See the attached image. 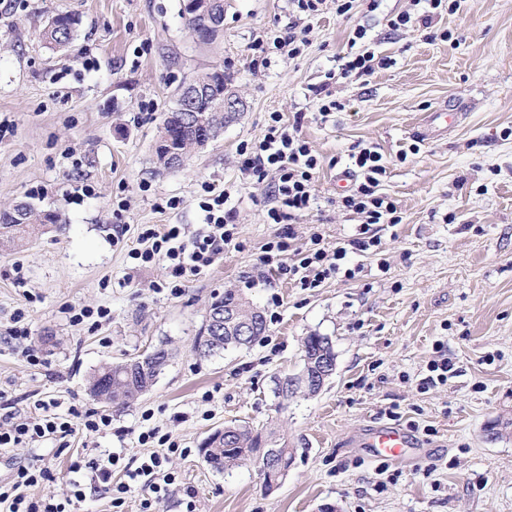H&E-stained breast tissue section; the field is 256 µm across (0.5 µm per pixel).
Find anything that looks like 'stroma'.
I'll use <instances>...</instances> for the list:
<instances>
[{
	"label": "stroma",
	"instance_id": "35a3bbf8",
	"mask_svg": "<svg viewBox=\"0 0 512 512\" xmlns=\"http://www.w3.org/2000/svg\"><path fill=\"white\" fill-rule=\"evenodd\" d=\"M426 9L425 0H378L370 12L357 0L346 18L334 0L310 16L292 0H224V37L202 48L179 0H0V207L25 201L64 220L23 249H0V415L27 414L38 400L104 410L90 376L156 346L172 353L148 392L110 411L112 426L94 443L78 435L66 448L0 453V482L36 462L53 480L31 495L65 497L70 458L85 450L119 453L112 481L126 482V466L150 453L138 434L155 427L180 446L163 463L176 480L158 512H512V427L501 426L512 420V0H460L437 22L452 32L448 42L428 39ZM404 11L411 23L392 29ZM59 13L76 21L63 50L40 37ZM296 22L302 53L275 51L254 65L249 44ZM358 24L390 64L366 81L337 78ZM214 66L225 69L234 119L183 167L159 166L155 141L175 88ZM324 86L344 105L325 120ZM441 107L460 112L458 123L420 137ZM273 112L300 120L321 157L296 246L316 231L331 246L356 237L359 224L336 204V178L356 144L376 145L387 160L381 190L403 221L381 230L379 254H349L354 279L304 289L260 263L276 228L237 148L263 138ZM206 185L228 193L238 234L174 294L164 263L141 267L130 252L151 226L193 235ZM171 196L183 206L156 209ZM229 288L260 308L266 332L250 347L199 356L208 307ZM85 307L110 317L71 323ZM19 310L43 365H30L9 337ZM312 334L332 343V378L316 394L277 398V378L300 371ZM440 347L454 375L420 389ZM388 422L413 433L417 455L384 461L359 446L367 426ZM230 423L287 439L294 458L277 488L263 487L256 464L219 472L205 462L206 438Z\"/></svg>",
	"mask_w": 512,
	"mask_h": 512
}]
</instances>
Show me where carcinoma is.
<instances>
[{
  "label": "carcinoma",
  "mask_w": 512,
  "mask_h": 512,
  "mask_svg": "<svg viewBox=\"0 0 512 512\" xmlns=\"http://www.w3.org/2000/svg\"><path fill=\"white\" fill-rule=\"evenodd\" d=\"M179 16L184 21L188 32L196 38V43L210 47L224 37V0H197L191 6L187 0H179ZM75 20L70 16L55 17V24H47L42 37L45 42L55 48L63 49L74 39ZM196 85L202 90H209L212 86H224L219 80V71L210 69L195 76ZM201 120L205 125L208 139H217L224 131V113L212 111L210 96L204 95L197 99L194 106H186L181 93H175L174 106L164 114L159 127L158 142L155 149L156 160L165 169L174 167L173 152L178 151L184 155L195 149L194 122ZM58 226L62 218L57 212H42L33 208L10 207L0 208V244H7L19 249L28 244L33 238L43 233L46 224ZM216 301L223 305L240 307L243 317L254 322L256 331L252 340L258 341L265 331L263 313L252 306L243 294L227 289L216 297ZM239 339L225 331L219 334L209 333L196 337L194 349L199 355L207 357L223 351L229 347H236ZM335 357L333 349H324L321 336L311 335L303 341V366L307 369L318 364L322 353ZM153 375L134 373L124 362L115 363L95 373L89 381V390L92 395L104 393L112 405L121 408L139 398V395L148 391L153 385ZM109 382L112 387L103 386ZM258 448H279L286 463L293 460V450L288 443L276 438L274 432L267 436L253 431L246 425L229 426L228 433H217L210 437L205 447L206 462L217 470H231L241 466L252 458V453Z\"/></svg>",
  "instance_id": "carcinoma-1"
}]
</instances>
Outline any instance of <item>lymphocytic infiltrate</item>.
I'll return each mask as SVG.
<instances>
[{
    "label": "lymphocytic infiltrate",
    "instance_id": "obj_1",
    "mask_svg": "<svg viewBox=\"0 0 512 512\" xmlns=\"http://www.w3.org/2000/svg\"><path fill=\"white\" fill-rule=\"evenodd\" d=\"M366 36L363 26H356L348 39L350 50L339 69L342 79L372 76L388 61L371 51H358V41ZM241 171L265 185L267 201L266 221L276 225L274 241L268 243L261 262L277 278L289 280L303 288H318L326 280L341 275L351 279L354 269L345 265L348 254L377 250L381 244L375 227L379 224H399L403 218L394 200L380 190L386 175L385 160L377 147H361L351 152V184L339 194L338 205L358 215L361 228L358 237L336 247L326 246L321 235H313L309 245L292 249L296 221L309 211L316 201L314 182L321 167L320 155L301 133L300 122L284 123L280 113L269 115L267 132L260 140L242 142L238 147ZM225 194L211 195L200 202L204 227L191 241H183L181 227L168 225L165 230L146 229L140 236V245L130 256L148 266L165 262L170 277L185 280L199 274L223 253L234 240L237 224L233 209L227 206ZM112 425L109 414L91 411L80 413L71 409L64 414H7L0 420V447L22 449L44 440L57 441L68 447L72 437L86 439L106 433ZM118 458L109 454L101 457L75 460L70 465L72 494L82 498L83 479L115 489L113 507H121L123 494L131 483L143 482L152 494L160 493L163 485L174 483L172 473L163 472V459L151 454L138 467L129 471V480L120 485L112 483V468ZM48 468L35 464L18 467L12 480L0 485V512H68L67 501L55 496H29L30 487L51 481Z\"/></svg>",
    "mask_w": 512,
    "mask_h": 512
}]
</instances>
